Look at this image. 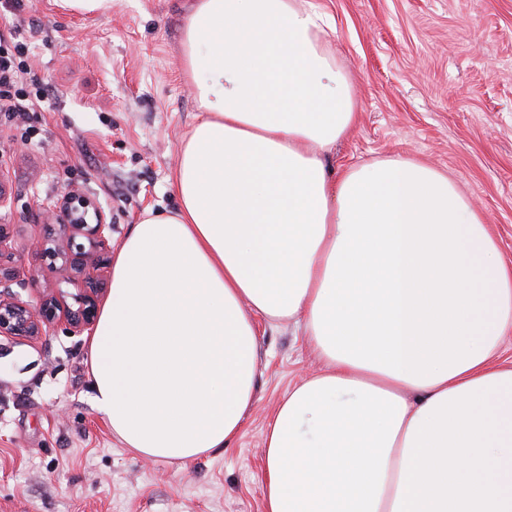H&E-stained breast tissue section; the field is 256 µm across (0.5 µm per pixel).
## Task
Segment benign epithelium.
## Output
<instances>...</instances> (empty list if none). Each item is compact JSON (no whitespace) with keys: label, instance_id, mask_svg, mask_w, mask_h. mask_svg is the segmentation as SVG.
<instances>
[{"label":"benign epithelium","instance_id":"1","mask_svg":"<svg viewBox=\"0 0 512 512\" xmlns=\"http://www.w3.org/2000/svg\"><path fill=\"white\" fill-rule=\"evenodd\" d=\"M50 218L63 216L60 234L37 242L40 254L50 260L55 282L46 284L39 302L32 306L11 291L23 281L24 272L7 263L12 243L9 225L0 224V336L38 342L55 325L81 335L97 320L99 296L108 285L112 249V224L104 212L80 189L71 187L47 207ZM76 288L73 303L63 299L61 284Z\"/></svg>","mask_w":512,"mask_h":512}]
</instances>
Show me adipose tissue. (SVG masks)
Wrapping results in <instances>:
<instances>
[{
  "label": "adipose tissue",
  "mask_w": 512,
  "mask_h": 512,
  "mask_svg": "<svg viewBox=\"0 0 512 512\" xmlns=\"http://www.w3.org/2000/svg\"><path fill=\"white\" fill-rule=\"evenodd\" d=\"M182 53L179 206L132 225L89 339L113 435L227 448L256 319L297 320L323 368L267 425L264 512H512V262L485 216L411 157L327 166L359 104L312 0H196Z\"/></svg>",
  "instance_id": "1"
}]
</instances>
